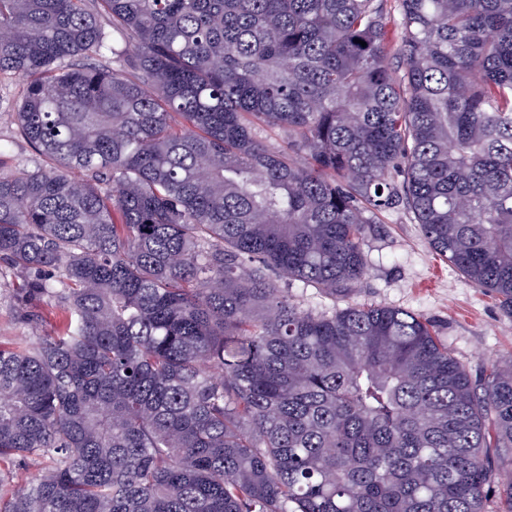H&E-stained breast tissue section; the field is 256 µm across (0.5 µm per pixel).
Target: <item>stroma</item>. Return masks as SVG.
Listing matches in <instances>:
<instances>
[{"mask_svg": "<svg viewBox=\"0 0 512 512\" xmlns=\"http://www.w3.org/2000/svg\"><path fill=\"white\" fill-rule=\"evenodd\" d=\"M23 88L22 80L0 75V142L7 146L0 168L7 171H30L43 164L15 122ZM362 251L370 274L359 289L333 301L314 288L300 287L295 299L317 308L376 303L414 313L434 325L449 351L474 374L512 356V319L500 310L496 297L470 284L435 253L404 208L380 215L367 231Z\"/></svg>", "mask_w": 512, "mask_h": 512, "instance_id": "35a3bbf8", "label": "stroma"}]
</instances>
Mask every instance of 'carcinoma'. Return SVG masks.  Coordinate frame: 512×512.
<instances>
[{
	"mask_svg": "<svg viewBox=\"0 0 512 512\" xmlns=\"http://www.w3.org/2000/svg\"><path fill=\"white\" fill-rule=\"evenodd\" d=\"M396 3L398 69L387 0H0V512H512V357L292 296L401 205L512 317V0ZM24 82L0 75V140L7 145L0 157L5 171H30L43 166V157L20 135L14 112L23 97ZM12 287L0 288V346L21 343L29 336L28 326L22 324L16 314V301ZM44 467V461L37 457H29L26 463L21 466L15 465V463L8 459L0 462V468L12 471L15 489L26 485L33 477L40 473Z\"/></svg>",
	"mask_w": 512,
	"mask_h": 512,
	"instance_id": "carcinoma-1",
	"label": "carcinoma"
}]
</instances>
